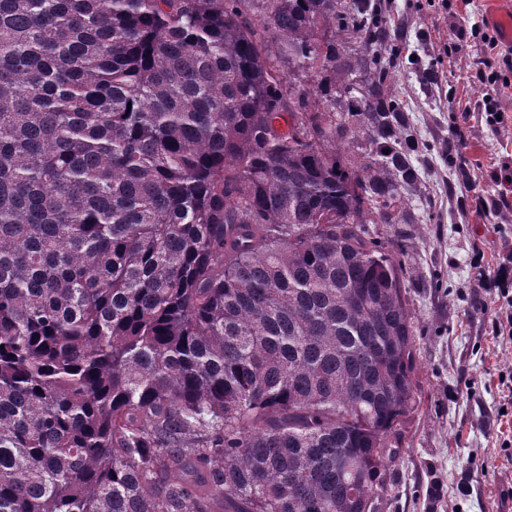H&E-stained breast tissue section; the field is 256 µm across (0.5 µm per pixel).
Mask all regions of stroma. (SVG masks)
I'll list each match as a JSON object with an SVG mask.
<instances>
[{"label": "stroma", "mask_w": 512, "mask_h": 512, "mask_svg": "<svg viewBox=\"0 0 512 512\" xmlns=\"http://www.w3.org/2000/svg\"><path fill=\"white\" fill-rule=\"evenodd\" d=\"M406 22L408 53L394 63L393 92L421 141L413 160L422 183L410 202L416 219L406 242L412 275L407 297L414 314L415 383L420 406L403 425L405 441L386 468L378 512H512V418L501 416L512 372V337L493 333L505 310L490 289L501 267L512 269V213L462 211L456 197L475 184L499 191L492 164H512V96L506 121L471 118L469 138L457 145L460 120L446 98L478 102L484 89L468 81L469 53L443 60L453 26L429 0H384ZM466 168L468 180L453 176Z\"/></svg>", "instance_id": "obj_1"}]
</instances>
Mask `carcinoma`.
Instances as JSON below:
<instances>
[{
  "instance_id": "cac0c4a2",
  "label": "carcinoma",
  "mask_w": 512,
  "mask_h": 512,
  "mask_svg": "<svg viewBox=\"0 0 512 512\" xmlns=\"http://www.w3.org/2000/svg\"><path fill=\"white\" fill-rule=\"evenodd\" d=\"M243 7L0 0V512L386 492L417 405L404 248L366 229L411 223L420 184L375 53L397 26L381 0ZM359 136L352 170L328 143Z\"/></svg>"
}]
</instances>
